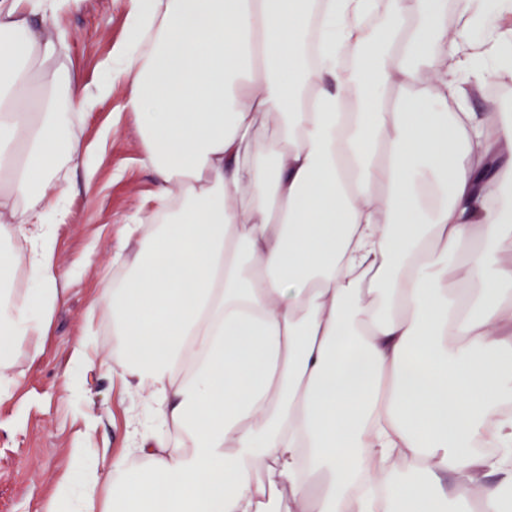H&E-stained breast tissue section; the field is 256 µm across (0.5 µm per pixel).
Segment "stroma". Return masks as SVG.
Wrapping results in <instances>:
<instances>
[{
	"mask_svg": "<svg viewBox=\"0 0 512 512\" xmlns=\"http://www.w3.org/2000/svg\"><path fill=\"white\" fill-rule=\"evenodd\" d=\"M68 34L65 62L74 80L94 83L100 64L127 35L125 0H78L55 20ZM125 82L112 84L111 99L84 110L77 132L84 144L105 142L93 189L83 173L67 170V212L57 224L55 260L61 298L43 336L37 362L18 358L10 382L0 385V512H43L58 482L73 471L71 449H85L86 464L103 474L101 495L113 490L112 460L144 466L138 447L172 427L153 418L147 402L124 392L112 378V321L91 305L125 270L112 258L134 251L120 240L142 199L155 188L139 163L142 142L133 116L122 113ZM95 342L81 371L70 364L86 335Z\"/></svg>",
	"mask_w": 512,
	"mask_h": 512,
	"instance_id": "stroma-1",
	"label": "stroma"
}]
</instances>
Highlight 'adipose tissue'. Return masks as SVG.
Listing matches in <instances>:
<instances>
[{"label":"adipose tissue","instance_id":"adipose-tissue-1","mask_svg":"<svg viewBox=\"0 0 512 512\" xmlns=\"http://www.w3.org/2000/svg\"><path fill=\"white\" fill-rule=\"evenodd\" d=\"M78 0H0V152L21 166L0 240V371L43 354L59 298L61 166L93 183L66 104L130 86L158 187L118 286L112 370L188 447L143 443L118 485L78 466L44 512H512V117L469 74L512 76V0H129L99 81L73 82L49 21ZM460 26L448 28V6ZM481 29L473 41L469 33ZM462 279V287L448 283ZM493 426L497 455L474 444ZM27 248V243L24 239H19L14 241L11 244L5 245L4 249H13L17 252H23L24 255H26L27 252H24V250ZM24 255L20 259L19 263L17 264L16 270H15V276L13 281V290L14 293L18 296H22L25 294L28 290V288H31V284L29 281L27 268L24 260Z\"/></svg>","mask_w":512,"mask_h":512}]
</instances>
